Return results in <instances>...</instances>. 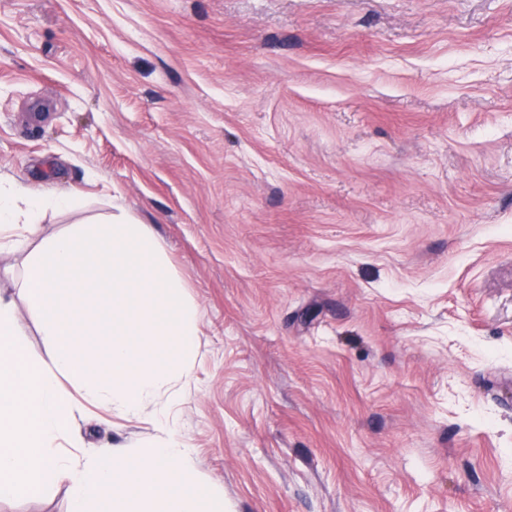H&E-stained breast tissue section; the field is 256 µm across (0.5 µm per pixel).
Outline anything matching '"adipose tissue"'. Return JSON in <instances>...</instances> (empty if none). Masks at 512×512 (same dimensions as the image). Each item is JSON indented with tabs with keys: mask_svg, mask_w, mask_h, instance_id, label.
Segmentation results:
<instances>
[{
	"mask_svg": "<svg viewBox=\"0 0 512 512\" xmlns=\"http://www.w3.org/2000/svg\"><path fill=\"white\" fill-rule=\"evenodd\" d=\"M78 204L73 191L0 181V249H26L23 297L51 341L48 358L33 353L13 297L0 293V503L66 484L70 512H223L222 493L194 478L165 398L189 376L198 310L148 225L120 214L41 236L47 212ZM106 318L108 343L96 337ZM82 401L125 415L155 406L162 437L65 455Z\"/></svg>",
	"mask_w": 512,
	"mask_h": 512,
	"instance_id": "adipose-tissue-1",
	"label": "adipose tissue"
}]
</instances>
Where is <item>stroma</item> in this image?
Listing matches in <instances>:
<instances>
[{
	"label": "stroma",
	"instance_id": "35a3bbf8",
	"mask_svg": "<svg viewBox=\"0 0 512 512\" xmlns=\"http://www.w3.org/2000/svg\"><path fill=\"white\" fill-rule=\"evenodd\" d=\"M0 179L156 233L224 512H512V0H0Z\"/></svg>",
	"mask_w": 512,
	"mask_h": 512
}]
</instances>
